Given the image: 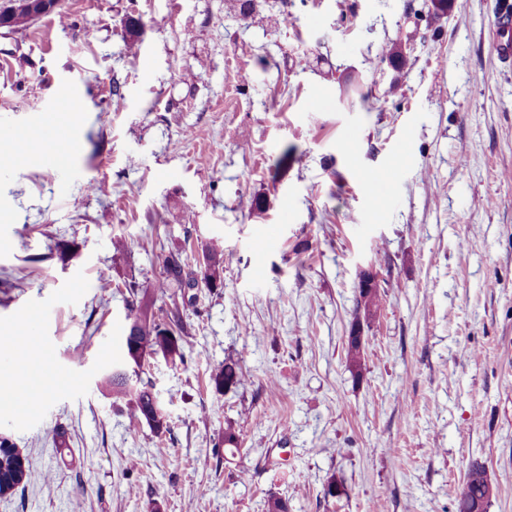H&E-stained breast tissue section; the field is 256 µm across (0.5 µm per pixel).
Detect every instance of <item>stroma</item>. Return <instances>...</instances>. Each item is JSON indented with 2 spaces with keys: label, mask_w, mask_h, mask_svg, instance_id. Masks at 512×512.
Listing matches in <instances>:
<instances>
[{
  "label": "stroma",
  "mask_w": 512,
  "mask_h": 512,
  "mask_svg": "<svg viewBox=\"0 0 512 512\" xmlns=\"http://www.w3.org/2000/svg\"><path fill=\"white\" fill-rule=\"evenodd\" d=\"M260 2L244 17L224 0H60L0 37V154L12 129L40 142L0 171V433L35 474L0 512H265L272 495L288 512H456L474 462L486 512H512V65L490 46L503 0H448L434 20L425 0ZM74 107L64 176L50 127ZM387 169L376 196L366 175ZM211 247L221 286L151 306L184 327L183 361L142 373L158 434L99 387L127 325L116 288ZM369 269L383 301L356 374ZM237 358L248 384L216 389ZM468 474L466 481L463 480L458 493V512H468L465 506L470 502L474 503L477 499L483 501V511L486 510V506L493 495L492 492L488 493V485L486 484L485 477L487 476L485 467L478 462H474L468 468ZM486 512V511H485Z\"/></svg>",
  "instance_id": "35a3bbf8"
}]
</instances>
